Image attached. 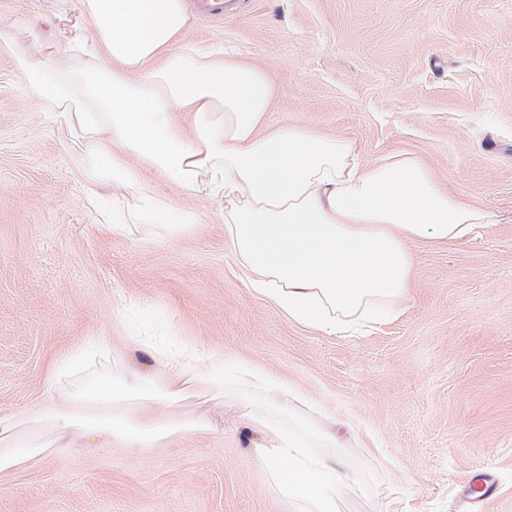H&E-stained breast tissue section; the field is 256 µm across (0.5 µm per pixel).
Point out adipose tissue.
I'll list each match as a JSON object with an SVG mask.
<instances>
[{"instance_id": "ef3b65f1", "label": "adipose tissue", "mask_w": 512, "mask_h": 512, "mask_svg": "<svg viewBox=\"0 0 512 512\" xmlns=\"http://www.w3.org/2000/svg\"><path fill=\"white\" fill-rule=\"evenodd\" d=\"M77 17L0 52L25 63L33 100L54 108L87 166L75 178L96 191L139 183L146 169L186 193L224 196V239L247 288L289 318L325 334L389 318L405 295L411 243L461 245L497 221L491 209L454 195L416 155L362 161L352 140L300 124L267 128L276 89L259 66L181 46L185 0H61ZM72 57L60 68L59 50ZM195 217L143 190L112 230L135 238L191 231ZM238 398L257 430L273 435L262 462L291 512H336L342 482L333 459L310 453L279 417L296 413L286 383L256 366L225 369L219 356H155L154 368L91 385L54 369L48 407L0 416V491L19 473L60 455L66 437L87 445L148 448L213 426L172 409L194 390Z\"/></svg>"}]
</instances>
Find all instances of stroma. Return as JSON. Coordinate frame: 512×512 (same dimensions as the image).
<instances>
[{
  "mask_svg": "<svg viewBox=\"0 0 512 512\" xmlns=\"http://www.w3.org/2000/svg\"><path fill=\"white\" fill-rule=\"evenodd\" d=\"M57 7L0 0V30L48 28ZM181 41L262 67L277 88L269 127L347 136L368 161L414 153L499 222L457 247L412 244L393 320L321 333L245 288L223 197L157 179L196 229L132 240L100 224L64 126L0 54V415L46 409L53 363L89 340L131 369L182 344L302 392L341 438L351 483L337 512H512V0H237ZM201 410L223 412V428L68 449L0 492V512H290L261 463L266 438L206 392L173 415Z\"/></svg>",
  "mask_w": 512,
  "mask_h": 512,
  "instance_id": "1",
  "label": "stroma"
}]
</instances>
